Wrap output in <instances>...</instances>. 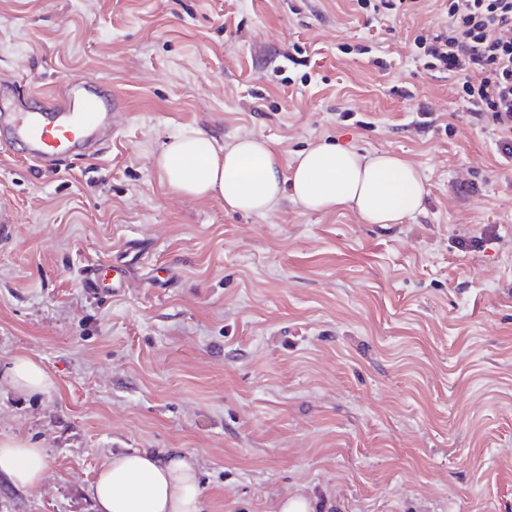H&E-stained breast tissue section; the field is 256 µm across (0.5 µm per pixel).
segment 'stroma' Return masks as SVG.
Wrapping results in <instances>:
<instances>
[{"mask_svg": "<svg viewBox=\"0 0 512 512\" xmlns=\"http://www.w3.org/2000/svg\"><path fill=\"white\" fill-rule=\"evenodd\" d=\"M439 0H0V85L111 84L117 132L55 171L0 145V438L44 448L0 512H95L112 453L192 454L205 512H512V164L455 75L414 39ZM432 112L424 123L418 106ZM201 129L282 161L319 140L387 151L426 180L422 211L263 214L170 192L154 158ZM124 264L117 294L89 268ZM52 385L13 390V360Z\"/></svg>", "mask_w": 512, "mask_h": 512, "instance_id": "obj_1", "label": "stroma"}]
</instances>
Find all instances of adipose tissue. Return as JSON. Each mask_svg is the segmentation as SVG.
I'll list each match as a JSON object with an SVG mask.
<instances>
[{
  "instance_id": "ef3b65f1",
  "label": "adipose tissue",
  "mask_w": 512,
  "mask_h": 512,
  "mask_svg": "<svg viewBox=\"0 0 512 512\" xmlns=\"http://www.w3.org/2000/svg\"><path fill=\"white\" fill-rule=\"evenodd\" d=\"M156 165L177 194L215 198L225 209L265 213L285 194L309 211L354 210L367 224H395L420 212L428 191L421 172L388 152L363 154L319 142L283 166L265 140L245 137L225 145L201 130L172 135ZM44 449L18 439L0 440V473L19 488L39 487ZM97 512H201L191 456L163 458L146 450L117 452L87 487Z\"/></svg>"
}]
</instances>
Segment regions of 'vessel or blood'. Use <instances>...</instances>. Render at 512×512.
<instances>
[{"mask_svg":"<svg viewBox=\"0 0 512 512\" xmlns=\"http://www.w3.org/2000/svg\"><path fill=\"white\" fill-rule=\"evenodd\" d=\"M120 102L98 82H83L62 96L32 109L21 99L0 103V138L19 144L41 169L58 166L63 157L86 155L102 131L114 128Z\"/></svg>","mask_w":512,"mask_h":512,"instance_id":"vessel-or-blood-1","label":"vessel or blood"}]
</instances>
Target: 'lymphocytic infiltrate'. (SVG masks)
<instances>
[{"label":"lymphocytic infiltrate","instance_id":"obj_1","mask_svg":"<svg viewBox=\"0 0 512 512\" xmlns=\"http://www.w3.org/2000/svg\"><path fill=\"white\" fill-rule=\"evenodd\" d=\"M437 31L417 35L428 68L458 76L469 112L489 116L512 160V0H447Z\"/></svg>","mask_w":512,"mask_h":512}]
</instances>
